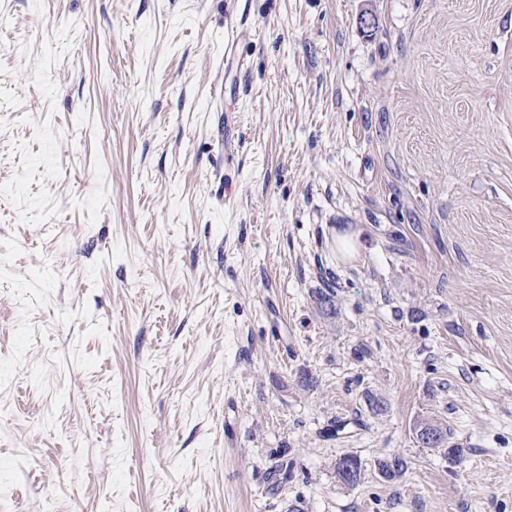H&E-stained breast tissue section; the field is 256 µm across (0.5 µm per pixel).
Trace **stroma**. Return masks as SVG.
<instances>
[{"instance_id":"35a3bbf8","label":"stroma","mask_w":512,"mask_h":512,"mask_svg":"<svg viewBox=\"0 0 512 512\" xmlns=\"http://www.w3.org/2000/svg\"><path fill=\"white\" fill-rule=\"evenodd\" d=\"M0 502L512 512V0H0ZM375 466L379 477L387 482L401 478L408 469L407 462L398 455L381 458Z\"/></svg>"}]
</instances>
